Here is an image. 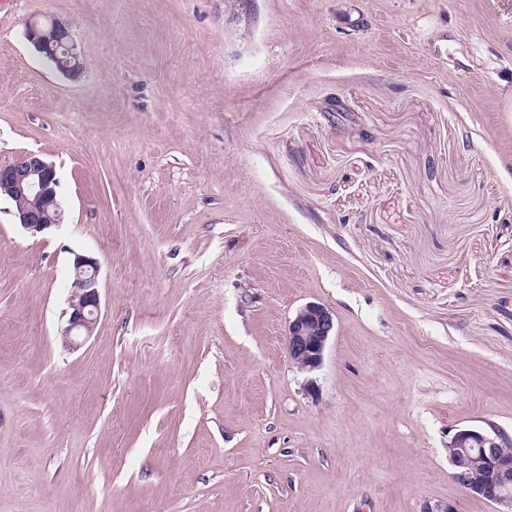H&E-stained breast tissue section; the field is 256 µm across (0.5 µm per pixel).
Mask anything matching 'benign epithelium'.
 I'll use <instances>...</instances> for the list:
<instances>
[{
  "instance_id": "benign-epithelium-1",
  "label": "benign epithelium",
  "mask_w": 512,
  "mask_h": 512,
  "mask_svg": "<svg viewBox=\"0 0 512 512\" xmlns=\"http://www.w3.org/2000/svg\"><path fill=\"white\" fill-rule=\"evenodd\" d=\"M26 36L35 50L45 56L60 48L65 63L63 73L75 77L82 70L74 52L73 36L65 23L50 19L29 21ZM59 179L55 166L39 153L29 152L13 164L0 166V187L17 203L15 215L32 234L61 223L58 199ZM73 291L69 298V317L61 336L65 344L80 345V338L91 336L97 321L100 295L98 263L93 258L73 257ZM336 332L333 313L324 305L309 302L298 310L288 324L286 345L289 359L303 372L318 370L324 360L328 341ZM512 446V436L496 426L459 427L448 442L451 478L470 495L512 509V457L501 449Z\"/></svg>"
}]
</instances>
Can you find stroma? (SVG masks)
Wrapping results in <instances>:
<instances>
[{"label": "stroma", "mask_w": 512, "mask_h": 512, "mask_svg": "<svg viewBox=\"0 0 512 512\" xmlns=\"http://www.w3.org/2000/svg\"><path fill=\"white\" fill-rule=\"evenodd\" d=\"M508 98L512 0H0V165L42 154L63 210L0 196V512H499L448 440L512 435ZM26 36L35 50L43 57L54 48L62 49L65 63L58 69L68 76L75 77L82 70L79 56L74 52L73 36L70 28L65 23L50 19L41 21L33 18L29 21ZM73 291L69 298V317L61 336L68 346L77 347L79 339L91 336L97 321L100 295L98 282V263L93 258L74 254ZM336 332L333 313L324 305L309 302L288 324L286 345L289 359L303 372L318 370L328 341Z\"/></svg>", "instance_id": "35a3bbf8"}]
</instances>
